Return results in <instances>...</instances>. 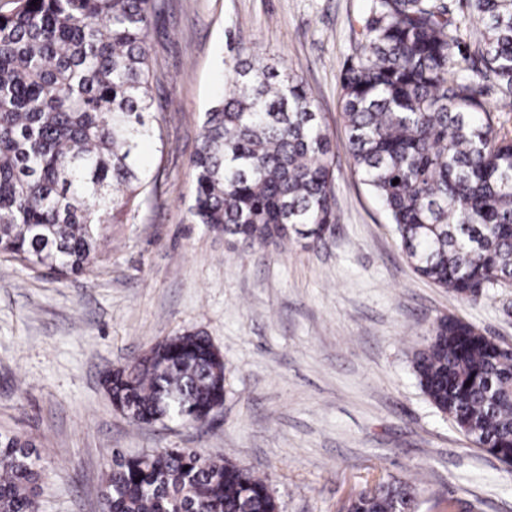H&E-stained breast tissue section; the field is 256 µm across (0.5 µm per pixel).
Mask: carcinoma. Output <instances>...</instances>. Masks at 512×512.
<instances>
[{
	"instance_id": "obj_1",
	"label": "carcinoma",
	"mask_w": 512,
	"mask_h": 512,
	"mask_svg": "<svg viewBox=\"0 0 512 512\" xmlns=\"http://www.w3.org/2000/svg\"><path fill=\"white\" fill-rule=\"evenodd\" d=\"M340 75L358 175L415 270L480 299L512 282V130L466 75L483 63L512 107V0H469L473 41L443 0H368ZM0 12V254L55 277L86 272L101 229L135 219L153 183L151 52L162 0H11ZM330 135L302 78L238 48L205 113L191 166V223L248 247L320 242L336 221ZM399 180L393 184V180ZM430 403L512 465V353L442 317L413 357ZM135 425L195 421L224 401V358L185 331L105 378ZM35 444L0 433V512H36ZM407 484L378 483L347 512H416ZM102 512H278L266 482L189 448L112 456Z\"/></svg>"
}]
</instances>
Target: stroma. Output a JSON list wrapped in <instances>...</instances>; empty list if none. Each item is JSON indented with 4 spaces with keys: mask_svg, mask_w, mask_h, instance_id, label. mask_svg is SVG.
<instances>
[{
    "mask_svg": "<svg viewBox=\"0 0 512 512\" xmlns=\"http://www.w3.org/2000/svg\"><path fill=\"white\" fill-rule=\"evenodd\" d=\"M367 0H166L151 47L164 74L158 188L99 241L93 273L56 280L0 256V432L33 440L41 512H100L113 452L192 448L263 478L280 512H346L379 479L418 512H512V468L476 448L421 391L412 358L451 315L512 343V283L477 302L417 274L353 172L340 73ZM297 70L335 151L336 224L317 244H234L191 223L190 160L224 88L230 47ZM200 331L224 356L210 422L131 424L106 374Z\"/></svg>",
    "mask_w": 512,
    "mask_h": 512,
    "instance_id": "1",
    "label": "stroma"
}]
</instances>
